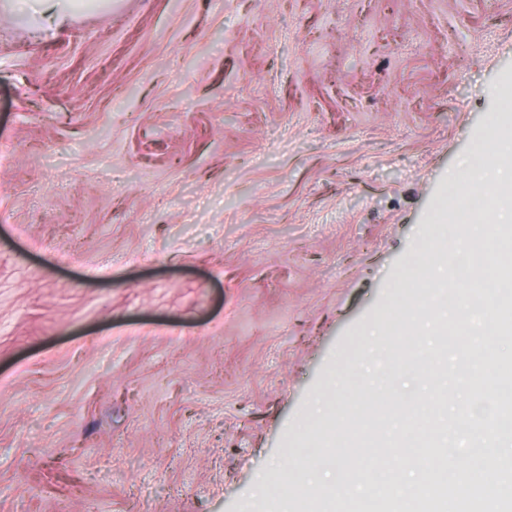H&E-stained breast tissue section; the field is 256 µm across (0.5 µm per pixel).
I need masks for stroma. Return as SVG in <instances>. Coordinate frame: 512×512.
Returning <instances> with one entry per match:
<instances>
[{
	"mask_svg": "<svg viewBox=\"0 0 512 512\" xmlns=\"http://www.w3.org/2000/svg\"><path fill=\"white\" fill-rule=\"evenodd\" d=\"M512 124V0L0 5V512H328L317 399L375 329L435 452L453 345L406 377L405 276L470 243V162ZM274 493L255 498L259 474ZM8 6L22 17L44 18L49 12L56 26L66 23L86 1L79 0H9Z\"/></svg>",
	"mask_w": 512,
	"mask_h": 512,
	"instance_id": "1",
	"label": "stroma"
}]
</instances>
